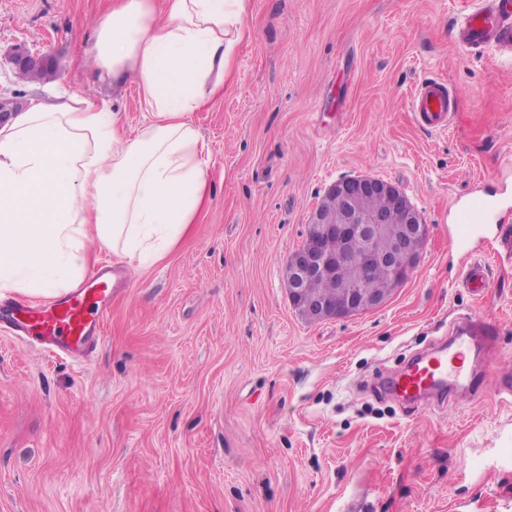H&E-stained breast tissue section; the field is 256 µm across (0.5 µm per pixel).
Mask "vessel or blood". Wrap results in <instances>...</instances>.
<instances>
[{
    "label": "vessel or blood",
    "mask_w": 512,
    "mask_h": 512,
    "mask_svg": "<svg viewBox=\"0 0 512 512\" xmlns=\"http://www.w3.org/2000/svg\"><path fill=\"white\" fill-rule=\"evenodd\" d=\"M458 45L474 55L494 53L512 60V0H493L480 10L463 14L455 24ZM416 123L428 131H444L460 114L458 99L438 78L423 80L410 99ZM503 201L480 204L479 224L464 223L456 235L459 252H466L471 237L480 227H496L495 250L512 257V228L502 225ZM112 307V271L105 268L91 274L76 287L50 301L34 305L24 299H0V329L40 350L74 359L93 350L102 336L105 319ZM498 333L494 322L462 315L447 339L425 350L388 380L390 394L415 403L423 395L440 399L463 395L476 398L477 378L482 371L483 353Z\"/></svg>",
    "instance_id": "1"
}]
</instances>
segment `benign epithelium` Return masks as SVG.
<instances>
[{"instance_id": "1", "label": "benign epithelium", "mask_w": 512, "mask_h": 512, "mask_svg": "<svg viewBox=\"0 0 512 512\" xmlns=\"http://www.w3.org/2000/svg\"><path fill=\"white\" fill-rule=\"evenodd\" d=\"M14 65L19 71H46L53 61L48 55L20 50ZM374 197L381 198L384 207H371ZM428 233L422 213L394 183L369 175L337 179L310 213L305 244L288 259V295L293 310L309 322H319L382 307L393 291L407 282ZM334 237L342 243L335 253L327 245ZM338 267L354 269L357 281L340 282L334 296L308 293L312 281L335 274ZM380 271L390 274L393 290L374 293L363 288L364 282Z\"/></svg>"}]
</instances>
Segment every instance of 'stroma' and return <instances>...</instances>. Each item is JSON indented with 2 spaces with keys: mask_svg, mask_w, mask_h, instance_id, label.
I'll return each mask as SVG.
<instances>
[{
  "mask_svg": "<svg viewBox=\"0 0 512 512\" xmlns=\"http://www.w3.org/2000/svg\"><path fill=\"white\" fill-rule=\"evenodd\" d=\"M480 0H247L230 87L192 120L213 185L194 234L127 270L100 345L74 362L0 333V512H512V397L413 411L371 382L457 316L501 326L512 372V262L489 239L485 296L465 286L458 208L507 192L512 63L450 43ZM110 0H0V97L82 93L128 134L137 84L100 79L91 19ZM55 73L20 81L16 47ZM462 125L421 128L426 78ZM369 174L401 186L429 228L381 308L310 323L292 309L289 255L326 187Z\"/></svg>",
  "mask_w": 512,
  "mask_h": 512,
  "instance_id": "35a3bbf8",
  "label": "stroma"
}]
</instances>
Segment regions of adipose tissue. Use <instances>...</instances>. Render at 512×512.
I'll return each instance as SVG.
<instances>
[{
    "mask_svg": "<svg viewBox=\"0 0 512 512\" xmlns=\"http://www.w3.org/2000/svg\"><path fill=\"white\" fill-rule=\"evenodd\" d=\"M246 7L167 0L160 21L155 0H112L94 19L101 75L133 79L148 107L135 136L83 94L31 103L0 126L1 292H65L92 242L141 267L189 234L213 189L191 115L225 91Z\"/></svg>",
    "mask_w": 512,
    "mask_h": 512,
    "instance_id": "obj_1",
    "label": "adipose tissue"
}]
</instances>
